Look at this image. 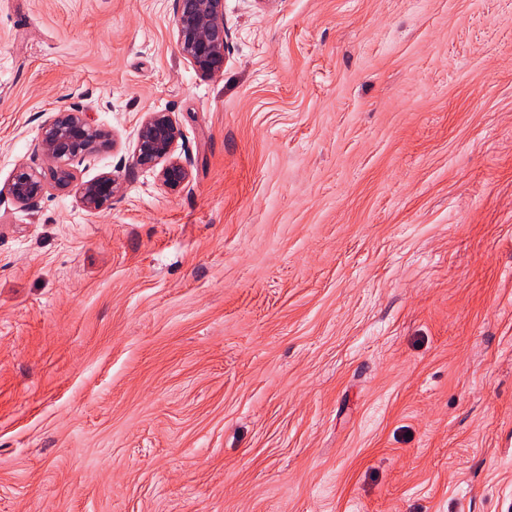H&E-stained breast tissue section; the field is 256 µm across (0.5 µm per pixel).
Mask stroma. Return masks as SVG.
<instances>
[{"label": "stroma", "instance_id": "stroma-1", "mask_svg": "<svg viewBox=\"0 0 512 512\" xmlns=\"http://www.w3.org/2000/svg\"><path fill=\"white\" fill-rule=\"evenodd\" d=\"M0 0V512H512V0ZM190 157L135 167L144 113ZM171 26L181 56L203 77L222 72L230 50L224 0H173ZM51 117L41 124L38 132V152L49 162L50 182L42 167L19 165L0 188V197L34 207L50 186L75 189L84 207L100 210L112 203L120 184L112 172H103L95 179L77 183V167L99 152L105 134L88 118L79 106L50 109ZM41 168V170H38ZM185 133L171 112H146L136 132L134 166L152 170L160 184L176 190L189 183L191 172L187 158L177 150Z\"/></svg>", "mask_w": 512, "mask_h": 512}]
</instances>
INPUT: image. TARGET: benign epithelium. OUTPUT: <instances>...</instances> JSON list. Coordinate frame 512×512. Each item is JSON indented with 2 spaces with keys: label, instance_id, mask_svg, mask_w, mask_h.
<instances>
[{
  "label": "benign epithelium",
  "instance_id": "benign-epithelium-1",
  "mask_svg": "<svg viewBox=\"0 0 512 512\" xmlns=\"http://www.w3.org/2000/svg\"><path fill=\"white\" fill-rule=\"evenodd\" d=\"M171 26L181 56L203 77L222 72L230 50L224 23V0H173ZM105 134L78 106L53 110L38 132V152L49 162L48 172L22 164L0 187V197L34 207L49 187L76 190L84 207L100 210L112 204L120 189L114 174L76 182L77 166L99 152ZM185 133L172 113H145L136 132L134 165L152 170L160 184L176 190L189 183V161L177 154Z\"/></svg>",
  "mask_w": 512,
  "mask_h": 512
}]
</instances>
